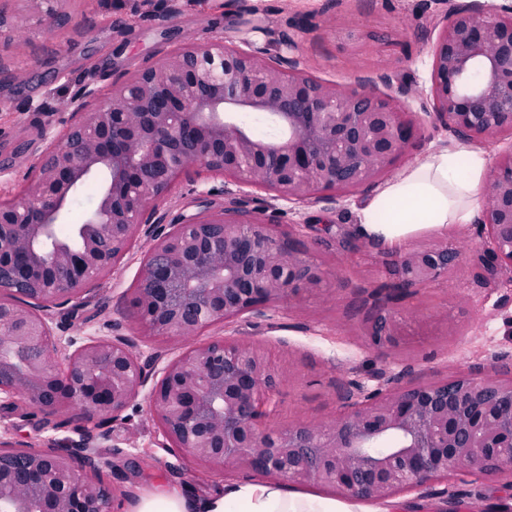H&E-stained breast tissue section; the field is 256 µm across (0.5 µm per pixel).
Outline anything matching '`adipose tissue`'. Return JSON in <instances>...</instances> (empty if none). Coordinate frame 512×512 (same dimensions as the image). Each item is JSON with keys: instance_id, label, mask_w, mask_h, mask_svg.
I'll list each match as a JSON object with an SVG mask.
<instances>
[{"instance_id": "1", "label": "adipose tissue", "mask_w": 512, "mask_h": 512, "mask_svg": "<svg viewBox=\"0 0 512 512\" xmlns=\"http://www.w3.org/2000/svg\"><path fill=\"white\" fill-rule=\"evenodd\" d=\"M490 168L483 151L435 150L388 181L362 209L361 231L384 246L402 243L415 230L471 223L479 189ZM135 512H354L317 497L299 498L280 486L242 482L204 500L165 491L141 496Z\"/></svg>"}]
</instances>
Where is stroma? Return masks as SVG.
I'll return each instance as SVG.
<instances>
[{
  "label": "stroma",
  "mask_w": 512,
  "mask_h": 512,
  "mask_svg": "<svg viewBox=\"0 0 512 512\" xmlns=\"http://www.w3.org/2000/svg\"><path fill=\"white\" fill-rule=\"evenodd\" d=\"M461 0H66L51 26L19 22L20 0H0V194L18 192L46 149L64 137L76 115L66 109L81 86L96 85L109 96L133 71L155 64L180 42L203 43L221 35L277 52L292 38L300 67L308 74L352 89L364 81L387 86L430 83L431 50L443 18ZM55 104L52 112L28 105ZM461 144L440 121L422 125L395 163L402 172L428 151ZM211 189L210 207L237 206L291 234L296 246L335 276L326 290L283 301L268 315L244 314L207 330L203 337L147 335L131 318L127 296L134 288L152 233L200 212L198 193ZM380 190L363 187L340 197L326 193L291 204L274 194L239 188L230 180L183 175L156 201L149 233L112 275L97 280L70 303L52 308L56 335L83 331L120 336L140 358L166 362L201 339L235 337L263 347L280 376L277 410L265 423L278 430L308 421L330 423L341 414L339 385L348 378L375 386V376L409 373L422 378L467 374L499 358L512 364V273L490 276L491 246L478 223L452 224L436 232L420 229L404 249H424L447 240L463 251L447 278L415 288L398 302L404 336L382 350L365 339L363 319L370 295L391 283L381 259L387 249L359 230L361 208ZM79 419L47 426L23 403L0 407V437L50 452L84 445L102 463L101 478L114 491L112 512H131L137 498L160 488L204 498L246 481L241 472L201 470L163 446L146 399H137L116 419L79 433ZM135 447H128V438ZM463 495L457 512H512V477L467 470L453 480Z\"/></svg>",
  "instance_id": "stroma-1"
}]
</instances>
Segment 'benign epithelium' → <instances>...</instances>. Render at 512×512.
<instances>
[{
    "mask_svg": "<svg viewBox=\"0 0 512 512\" xmlns=\"http://www.w3.org/2000/svg\"><path fill=\"white\" fill-rule=\"evenodd\" d=\"M43 25L61 0H24ZM423 97L426 116L476 142L512 133V3L468 0L448 12L432 51L430 85L399 86ZM87 84L79 115L51 145L0 224V394L48 418L69 410L86 424L115 418L146 384L148 363L122 338L54 335L41 300L69 301L120 262L151 203L178 176L204 170L239 186L305 203L346 197L388 173L416 136L393 100L363 85L319 80L282 53L216 36L183 42L159 63L131 73L99 102ZM279 128L255 135L240 116ZM90 180L94 204L67 223ZM493 270L512 271V148L497 154L479 217ZM461 253L446 243L395 254L385 263L407 288L444 279ZM330 273L278 238L260 218L208 207L155 239L131 296V316L150 335L198 336L246 313L263 316L285 298L317 292ZM369 344L402 336L385 306L365 321ZM66 367H55L60 346ZM146 394L168 446L210 473L241 471L298 483L313 480L346 499L384 502L429 482L448 487L466 461L481 472L512 471V376L500 368L448 378L377 376L368 390L345 382L344 412L329 425L263 428L277 406L265 352L219 337L155 370ZM68 381L59 396L51 381ZM94 457L37 452L0 440V512H111L112 491L91 475Z\"/></svg>",
    "mask_w": 512,
    "mask_h": 512,
    "instance_id": "7a95c632",
    "label": "benign epithelium"
}]
</instances>
